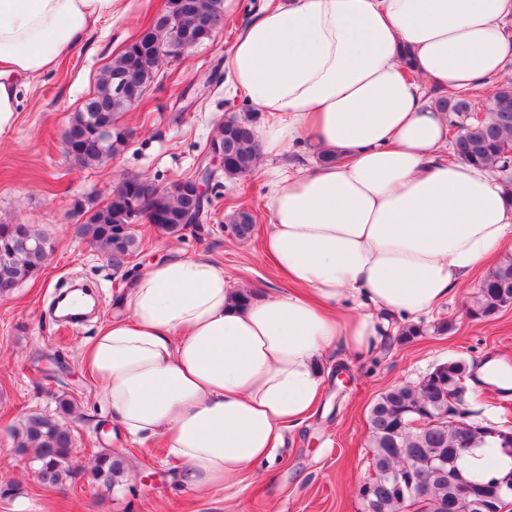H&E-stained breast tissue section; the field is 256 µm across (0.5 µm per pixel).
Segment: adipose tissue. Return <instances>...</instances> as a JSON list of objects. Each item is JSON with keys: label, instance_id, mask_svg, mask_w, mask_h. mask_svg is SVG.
Returning <instances> with one entry per match:
<instances>
[{"label": "adipose tissue", "instance_id": "ef3b65f1", "mask_svg": "<svg viewBox=\"0 0 512 512\" xmlns=\"http://www.w3.org/2000/svg\"><path fill=\"white\" fill-rule=\"evenodd\" d=\"M119 2L0 0V136L25 80ZM511 23L512 0H270L238 36L232 92L267 116L262 155L327 157L264 172L265 251L289 288L245 301L210 257L162 259L80 353L99 403L132 441L162 438L184 488L271 462L316 405L319 359L367 352L378 312L431 313L512 242V200L490 169L447 159L448 116L424 98L505 74Z\"/></svg>", "mask_w": 512, "mask_h": 512}]
</instances>
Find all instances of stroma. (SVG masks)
Returning a JSON list of instances; mask_svg holds the SVG:
<instances>
[{
	"instance_id": "35a3bbf8",
	"label": "stroma",
	"mask_w": 512,
	"mask_h": 512,
	"mask_svg": "<svg viewBox=\"0 0 512 512\" xmlns=\"http://www.w3.org/2000/svg\"><path fill=\"white\" fill-rule=\"evenodd\" d=\"M121 18L99 25L85 48L55 71L33 80L24 93L15 128L0 138V222L36 224L56 240V251L38 279L0 298V512H359L358 489L372 474L368 412L393 385L413 383L436 363L461 357L481 363L495 357L512 363V306L485 320L466 314L469 300L489 274L477 269L427 318L422 336L397 342L402 320L392 319L385 336L364 357L332 353L321 358L324 378L315 412L284 429L272 463L242 474L229 489L186 490L178 465L160 442L144 445L115 432L94 400L93 384L79 363L82 346L111 319L128 284L76 234L74 199L100 198L116 176L145 175L166 183L191 175L215 123L251 115L232 95L227 57L237 37L266 0H231L230 14L211 39L166 59L134 110L120 121L134 137L111 163L83 169L64 154L61 137L69 117L93 93L102 68L159 13L164 0H124ZM241 210L256 219L253 236L240 240L226 226ZM212 220L203 232L165 235L149 224L135 232L143 241L140 265L175 254H205L223 265L236 287L255 294L287 289L279 269L262 254L269 229L266 189L259 173L224 181L212 198ZM442 321L448 333L435 332ZM72 397L69 415L75 459L87 464L94 449L121 453L126 471L112 491L80 478L47 487L28 457L18 455L13 427L29 412L53 414L55 399ZM470 410L494 423L512 424V395L468 385Z\"/></svg>"
}]
</instances>
